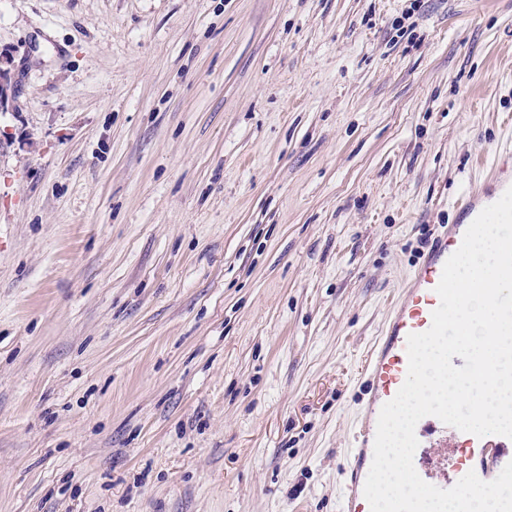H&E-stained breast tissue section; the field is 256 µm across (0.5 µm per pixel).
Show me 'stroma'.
Instances as JSON below:
<instances>
[{"label": "stroma", "instance_id": "obj_1", "mask_svg": "<svg viewBox=\"0 0 512 512\" xmlns=\"http://www.w3.org/2000/svg\"><path fill=\"white\" fill-rule=\"evenodd\" d=\"M0 69V512H336L512 0H0Z\"/></svg>", "mask_w": 512, "mask_h": 512}]
</instances>
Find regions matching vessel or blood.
Masks as SVG:
<instances>
[{"instance_id": "1", "label": "vessel or blood", "mask_w": 512, "mask_h": 512, "mask_svg": "<svg viewBox=\"0 0 512 512\" xmlns=\"http://www.w3.org/2000/svg\"><path fill=\"white\" fill-rule=\"evenodd\" d=\"M493 202V196L480 194L470 195L461 202L457 207V223L449 225L432 239L422 261L399 292L382 334L369 355L359 430L338 471L343 490L339 512H371L364 497V485L373 461L377 420L382 406L395 397L406 380L407 339L410 334L425 332L431 326L432 313L440 304L436 287L446 261L462 243V224L472 223ZM449 430V425L439 418L429 417L425 425L415 429L419 441L417 454H424L430 447L435 455H442L448 446ZM467 448L469 455L480 457L486 472H501L512 462V439L509 438L476 436L469 439Z\"/></svg>"}]
</instances>
